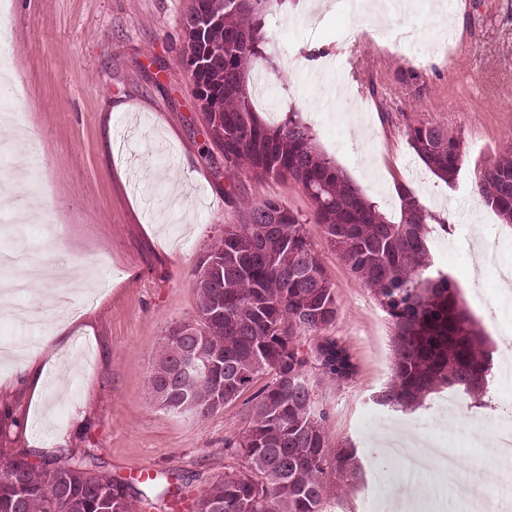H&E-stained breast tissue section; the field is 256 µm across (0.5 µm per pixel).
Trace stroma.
<instances>
[{
  "instance_id": "1",
  "label": "stroma",
  "mask_w": 512,
  "mask_h": 512,
  "mask_svg": "<svg viewBox=\"0 0 512 512\" xmlns=\"http://www.w3.org/2000/svg\"><path fill=\"white\" fill-rule=\"evenodd\" d=\"M294 0L273 23L281 69L268 75L281 109L311 126L318 148L389 218L399 215V188L431 211L434 267L461 286L465 308L489 337L493 371L482 402L465 398L455 413L436 396L396 411L376 395L392 376L395 331L374 291L348 273L315 225L311 244L338 304L328 336L355 367L344 381L317 387L326 413L328 455L347 449L345 468L327 477L322 512H377L380 492L404 464L383 437L416 433L471 463L502 512H512V462H499L492 437L471 435L503 413L504 336H512V297L499 271L512 267V224L479 192L481 172L512 149V0H384L378 18L331 11L309 27ZM190 0H10L14 90L4 92L15 128L34 130L36 172L18 180L0 167V194L39 200L27 239L0 223V249L28 262L70 268L69 276L33 286L29 301L51 307L72 293L67 334L45 342V329L0 323V347L27 341L35 358H0V447L32 459L60 450L94 452L117 480L167 471L187 486L186 500L240 460L224 441L246 431L250 395L200 419L155 403L148 374L167 328L192 318L193 271L226 225L248 205L274 199L309 216L311 202L290 179L229 166L207 135L182 52ZM406 32L405 50L346 44V31L374 20ZM438 126L461 142L463 163L452 183L421 165L407 132ZM184 499V500H185Z\"/></svg>"
}]
</instances>
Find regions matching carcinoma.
Returning <instances> with one entry per match:
<instances>
[{"label": "carcinoma", "mask_w": 512, "mask_h": 512, "mask_svg": "<svg viewBox=\"0 0 512 512\" xmlns=\"http://www.w3.org/2000/svg\"><path fill=\"white\" fill-rule=\"evenodd\" d=\"M288 0H191L184 53L212 142L224 162L247 164L260 176L290 178L308 195L303 220L275 200L250 205L244 223L227 225L194 270L196 311L170 326L152 363L148 386L174 414L205 418L248 392L250 423L224 448L245 464L224 472L196 497L194 512H321L327 475L348 454L330 458L324 447L325 411L311 375L342 381L354 373L346 348L330 336L318 352L300 343L336 322L332 284L305 225L323 232L348 271L375 291L394 327L391 382L378 394L385 406L406 410L436 388L484 394L492 352L462 305L448 273L434 268L428 247L432 214L412 191L400 189V214L391 220L356 189L336 162L318 151L299 112L273 125L254 106V67L278 72L271 6ZM415 154L445 183L462 163L459 141L437 126L407 132ZM488 205L512 224V152L478 183ZM205 354V371L183 368ZM139 502L152 504L170 490L155 477L142 481ZM128 484L108 478L98 458L70 451L20 464L0 448V512H133Z\"/></svg>", "instance_id": "cac0c4a2"}]
</instances>
